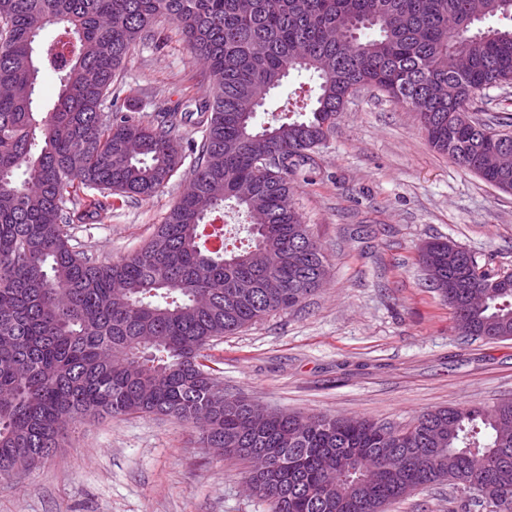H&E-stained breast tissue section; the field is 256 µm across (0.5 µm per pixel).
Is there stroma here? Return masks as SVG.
Returning <instances> with one entry per match:
<instances>
[{"label":"stroma","mask_w":512,"mask_h":512,"mask_svg":"<svg viewBox=\"0 0 512 512\" xmlns=\"http://www.w3.org/2000/svg\"><path fill=\"white\" fill-rule=\"evenodd\" d=\"M163 43H139L112 91L123 111L154 120L188 112L212 81L175 25ZM295 175L292 203L322 245L325 284L298 307L269 316L209 350L227 393L275 410L365 416L405 425L425 411L512 398V339L461 336L429 286L420 247L446 237L480 267L512 273V193L487 184L428 144L413 112L361 91ZM185 157L156 196L114 203L106 218L69 227L98 263L127 258L187 189ZM245 466L203 447L193 424L126 415L68 431L42 464L0 480V512H267ZM448 487L386 512H462Z\"/></svg>","instance_id":"1"}]
</instances>
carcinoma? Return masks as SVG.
Wrapping results in <instances>:
<instances>
[{"mask_svg": "<svg viewBox=\"0 0 512 512\" xmlns=\"http://www.w3.org/2000/svg\"><path fill=\"white\" fill-rule=\"evenodd\" d=\"M495 17L512 22V0H0V479L16 456L35 466L60 447L63 419L207 412L201 443L249 464L246 484L268 512H385L445 482L464 496L482 483L475 505L512 512V431L501 430L511 399L427 411L407 427L284 411L255 422L251 402L205 364L215 340L298 306L326 278L291 177L359 89L411 108L434 149L512 188L496 165L512 132L470 115L481 91L512 84V25L486 24ZM162 18L214 80L195 101L193 178L148 242L96 264L68 227L111 210L109 196H154L182 163L177 113L155 124L103 112L129 52L155 40ZM45 69L60 89L42 116ZM303 71L314 96L256 127L271 92ZM226 208L246 216L251 237L211 250L203 227ZM448 243L419 255L455 282L434 291L469 336L512 339V274L482 271ZM258 248L263 268L250 261ZM394 449L413 461L387 468Z\"/></svg>", "mask_w": 512, "mask_h": 512, "instance_id": "cac0c4a2", "label": "carcinoma"}]
</instances>
